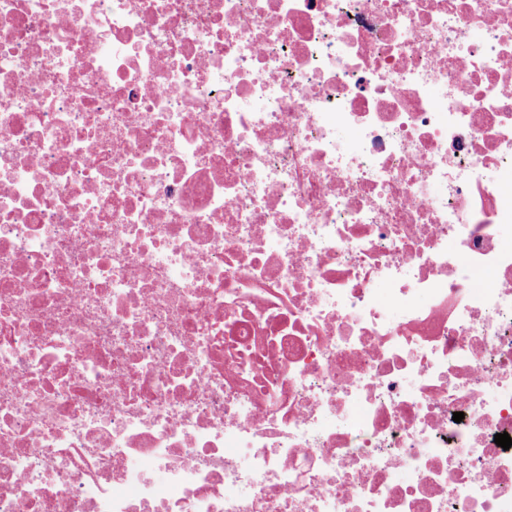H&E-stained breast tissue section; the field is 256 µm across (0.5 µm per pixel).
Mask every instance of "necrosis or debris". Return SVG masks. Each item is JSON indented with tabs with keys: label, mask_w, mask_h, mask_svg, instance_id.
Returning <instances> with one entry per match:
<instances>
[{
	"label": "necrosis or debris",
	"mask_w": 512,
	"mask_h": 512,
	"mask_svg": "<svg viewBox=\"0 0 512 512\" xmlns=\"http://www.w3.org/2000/svg\"><path fill=\"white\" fill-rule=\"evenodd\" d=\"M503 432L512 0H0V512H512Z\"/></svg>",
	"instance_id": "necrosis-or-debris-1"
}]
</instances>
